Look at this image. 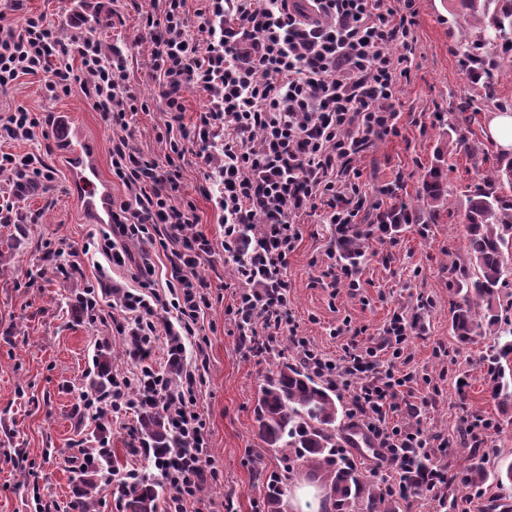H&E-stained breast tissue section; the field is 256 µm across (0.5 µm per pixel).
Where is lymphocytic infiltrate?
<instances>
[{"label": "lymphocytic infiltrate", "mask_w": 512, "mask_h": 512, "mask_svg": "<svg viewBox=\"0 0 512 512\" xmlns=\"http://www.w3.org/2000/svg\"><path fill=\"white\" fill-rule=\"evenodd\" d=\"M415 0H147L141 16L153 36V100L131 87L120 55L73 29L61 37L41 14L22 11L23 0L0 9V89L25 76L40 78L50 98L81 87L112 131L113 176L125 198L112 206V224L101 230L98 249L62 244L95 272L81 295L92 321L107 324L105 296L116 298L133 360L113 375L112 389L84 393L94 413L132 414L163 402L170 426L182 443L164 456L160 473L170 488L163 512H200L209 454L206 421L197 404L202 375L204 319L211 284L197 273L202 260L222 256L233 268L234 303L227 313L242 344L273 352L290 336L305 363L351 399L350 417L376 444L378 467L398 471L399 497L427 490L443 495L447 467L427 464L435 440L420 425L391 423L398 399L416 380L400 368L405 347L421 329L419 317L393 311L380 348H349L328 358L302 336L288 309V264L302 239L301 220L323 211L329 226L332 262L317 284L356 289L361 253L354 239H386L414 221L397 184L372 200L362 189L356 157L402 130L399 89L409 80L417 56ZM197 27H190V20ZM204 93L207 105L186 118L184 93ZM164 112V158L145 155L133 143L136 112ZM42 117L23 106L0 113V143L48 139ZM195 155L219 220L220 241L189 232L196 206L180 194L182 164ZM0 171L13 177L11 202L0 204V223L37 222L17 199L50 188L54 173L41 155L0 150ZM159 247L164 280L149 262L136 265L128 284L115 283L104 260L125 265L127 243ZM165 320H158V313ZM194 342L196 360L186 357ZM164 343L182 361L181 380L172 384L155 370L152 353ZM386 358H379V351Z\"/></svg>", "instance_id": "1"}]
</instances>
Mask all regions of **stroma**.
<instances>
[{
	"label": "stroma",
	"instance_id": "35a3bbf8",
	"mask_svg": "<svg viewBox=\"0 0 512 512\" xmlns=\"http://www.w3.org/2000/svg\"><path fill=\"white\" fill-rule=\"evenodd\" d=\"M415 7L417 66L399 91L402 134L378 142L355 165L370 197L398 180L401 197L420 212L426 173L456 121L459 103H467L477 115L469 142L485 152L484 169L495 167L500 151L487 135L486 118L512 104V64L500 65L495 95L486 97L481 82L468 78L460 63L464 43L476 40L477 32L461 26L454 0H415ZM24 8L46 15L64 37L75 16H82L90 35L120 48L133 87L144 99L152 98V36L132 0H26ZM17 105L47 118L75 117L98 148L104 177L111 178L112 132L81 89L50 100L37 78L25 77L13 88L0 89V107ZM47 162L54 171L53 190L29 194L23 204L25 211H41L40 223H0V512H34L37 487L67 506L76 497L81 451L93 447L102 432L112 442V458L120 470L145 465L143 454L130 450V429L137 419L108 412L94 423L82 416L81 395L101 339L112 347L113 372H126L132 363L125 337L91 323L81 310L78 296L86 278H67L59 270L62 260L53 254L59 243L82 246L99 227L84 222L66 188L64 156L52 152ZM442 167L452 199L465 200L478 182L472 160L463 153L447 155ZM182 173L183 192L196 205V231L218 238L223 229L213 202L202 192L203 175L194 155H186ZM302 233L288 266V306L303 336L323 354L333 359L343 355L348 339L331 330L345 320L360 329L359 340L366 346L382 342L393 310L419 314L425 326L424 334L411 337L405 349L406 367L417 376L407 400L420 406L421 413L413 418L402 411L396 418L404 425L420 423L427 433L447 439V449H431L428 463L447 466L454 480L444 499L423 491L403 501L400 512H449L447 504L453 500L461 512H501L503 505L512 504V490H500L496 481H487L477 494L455 478L469 460L490 473L512 462V425L501 424L490 393L495 339L476 336L463 344L451 331V307L459 296L448 268L465 265L468 258L459 216L445 209L429 219L426 234L412 224L401 227L395 241H366L361 286L354 293L346 288L332 292L314 282L329 247L323 214L306 217ZM197 272L212 285L199 404L220 472L218 479L207 481L202 497L217 512L228 503L233 512H254L270 474L285 464L284 456L269 451L257 435L255 396L280 362L297 361L300 355L294 346L262 355L244 348L226 315L232 304L226 287L231 265L217 256L203 260ZM476 418L493 424L481 448L463 433L467 421Z\"/></svg>",
	"mask_w": 512,
	"mask_h": 512
}]
</instances>
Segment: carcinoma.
Segmentation results:
<instances>
[{
  "label": "carcinoma",
  "instance_id": "obj_1",
  "mask_svg": "<svg viewBox=\"0 0 512 512\" xmlns=\"http://www.w3.org/2000/svg\"><path fill=\"white\" fill-rule=\"evenodd\" d=\"M456 13L473 23L480 40L466 47L465 60L478 75L484 74L487 95H494L492 72L505 59L512 58V0H457ZM473 115L461 117V125L448 135L437 154H453L469 144ZM512 157L497 158L496 167L468 195L463 207L464 228L468 238L469 269L449 274L455 276L457 293L462 302L453 305L451 327L462 343L476 334L505 336L495 343L492 360L491 396L498 401L504 422L512 424V322L499 314L500 288L509 273L506 256L512 254V188L508 172ZM423 198L429 214L434 215L448 204V189L443 172L437 166L429 168L423 187ZM94 372L89 388L104 390L112 381V351L100 347L93 359ZM343 406L336 385L318 381L300 363L284 361L266 377L259 389L255 408L258 435L267 447L280 452L291 451L304 464L315 466L323 485L329 489L338 512H355L365 506L366 512H399L400 502L368 482L354 465L347 463L338 451L340 444L339 415ZM139 444L142 448L176 452L181 448L168 425L163 403L141 411ZM116 472L112 455L96 465L79 470L81 484L77 506L91 512L96 493L109 483ZM489 475L478 464L466 466L460 480L466 486H479ZM290 477L284 470L274 475L271 490L264 503V512H282L283 485ZM164 485L149 477L137 483L121 484L125 512H159Z\"/></svg>",
  "mask_w": 512,
  "mask_h": 512
}]
</instances>
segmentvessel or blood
Instances as JSON below:
<instances>
[{"mask_svg": "<svg viewBox=\"0 0 512 512\" xmlns=\"http://www.w3.org/2000/svg\"><path fill=\"white\" fill-rule=\"evenodd\" d=\"M56 143L68 161V189L86 223H111L112 186L101 175L97 149L70 120L57 126Z\"/></svg>", "mask_w": 512, "mask_h": 512, "instance_id": "1", "label": "vessel or blood"}]
</instances>
